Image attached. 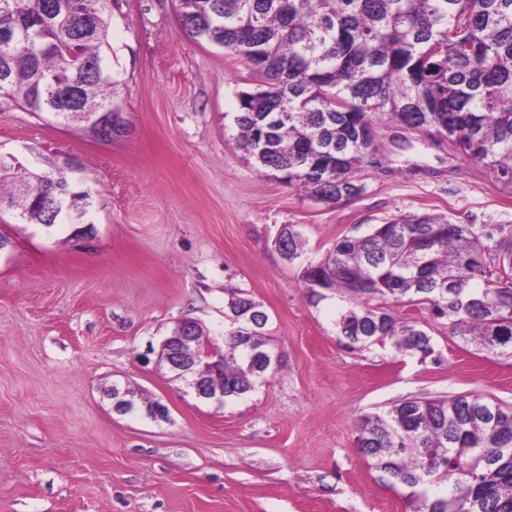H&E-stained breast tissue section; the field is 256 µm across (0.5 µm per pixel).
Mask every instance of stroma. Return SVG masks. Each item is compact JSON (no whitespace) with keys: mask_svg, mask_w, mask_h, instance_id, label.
Listing matches in <instances>:
<instances>
[{"mask_svg":"<svg viewBox=\"0 0 512 512\" xmlns=\"http://www.w3.org/2000/svg\"><path fill=\"white\" fill-rule=\"evenodd\" d=\"M178 0H117L112 77L126 120L109 142L0 97V154L64 169L90 191L89 236L45 234L0 213V512H405L404 489L355 446L361 416L406 399L475 394L512 407V360L449 336L425 306L389 304L435 352L420 359L340 343L335 299L310 304L302 271L336 240L399 214L512 220V193L486 169L376 119L380 167L333 206L238 144L237 56L193 37ZM302 234V258L274 241ZM260 303L278 367L244 400H198L160 363L179 321L224 332L232 295ZM129 385L165 422L117 415Z\"/></svg>","mask_w":512,"mask_h":512,"instance_id":"obj_1","label":"stroma"}]
</instances>
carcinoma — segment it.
Wrapping results in <instances>:
<instances>
[{
    "label": "carcinoma",
    "instance_id": "obj_1",
    "mask_svg": "<svg viewBox=\"0 0 512 512\" xmlns=\"http://www.w3.org/2000/svg\"><path fill=\"white\" fill-rule=\"evenodd\" d=\"M115 0H0V96L37 117L96 136L88 113L117 108L109 28ZM194 37L245 61L259 87L238 96L240 147L318 202L360 196L364 165L380 166L373 117L433 130L512 191V0H179ZM261 57L274 72L255 69ZM20 199L25 224L56 200L81 220L92 207L56 171L0 158V199ZM288 260L305 242L291 224ZM309 300L336 295L351 348L391 345L427 358L431 338L383 304L404 299L448 321L450 335L512 358V221L458 224L400 214L336 241L302 272ZM224 403L272 368L268 316L248 297L225 314ZM356 447L407 489L409 512H512V408L478 395L408 399L360 419Z\"/></svg>",
    "mask_w": 512,
    "mask_h": 512
}]
</instances>
